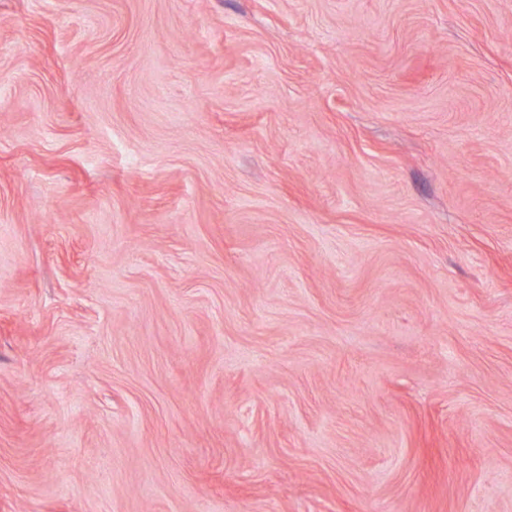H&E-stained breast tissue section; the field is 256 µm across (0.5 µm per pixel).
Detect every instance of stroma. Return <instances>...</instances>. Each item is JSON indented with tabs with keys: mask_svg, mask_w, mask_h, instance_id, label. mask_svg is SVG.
I'll use <instances>...</instances> for the list:
<instances>
[{
	"mask_svg": "<svg viewBox=\"0 0 512 512\" xmlns=\"http://www.w3.org/2000/svg\"><path fill=\"white\" fill-rule=\"evenodd\" d=\"M0 512H512V0H0Z\"/></svg>",
	"mask_w": 512,
	"mask_h": 512,
	"instance_id": "1",
	"label": "stroma"
}]
</instances>
